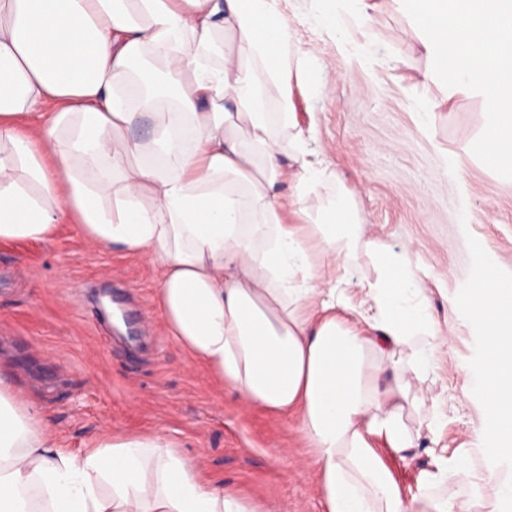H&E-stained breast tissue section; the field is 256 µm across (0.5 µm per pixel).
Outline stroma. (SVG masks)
Masks as SVG:
<instances>
[{
    "label": "stroma",
    "mask_w": 512,
    "mask_h": 512,
    "mask_svg": "<svg viewBox=\"0 0 512 512\" xmlns=\"http://www.w3.org/2000/svg\"><path fill=\"white\" fill-rule=\"evenodd\" d=\"M282 7L331 88L323 96L294 83L287 93L299 126L315 125V146L336 173L307 207L315 212L349 195L369 235L420 266L439 333L449 339L432 371L411 378L404 410L415 431L425 428L432 400L443 401L436 441L421 439L402 457L376 446L410 498L421 491L435 446L469 450L473 468L487 466L477 452L484 411L471 393L475 334L448 309L470 272L467 236L512 272V180L471 151L485 127L481 98L448 96L424 80L432 61L397 0H381L370 19L348 21L342 33L314 23L318 0ZM426 107L432 114L423 125ZM160 280L157 266L95 249L67 221L45 241H0V377L46 418L62 447L82 450L107 431L160 433L205 481L259 512H322L297 418L268 414L220 387L169 340L156 305ZM100 292L148 313L137 343L117 336L99 309Z\"/></svg>",
    "instance_id": "stroma-1"
}]
</instances>
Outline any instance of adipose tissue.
Segmentation results:
<instances>
[{"label":"adipose tissue","mask_w":512,"mask_h":512,"mask_svg":"<svg viewBox=\"0 0 512 512\" xmlns=\"http://www.w3.org/2000/svg\"><path fill=\"white\" fill-rule=\"evenodd\" d=\"M313 67L280 0H0V240L42 241L68 219L94 248L159 265L170 339L254 406L298 417L324 512H474L406 498L375 449L417 446L410 379L446 339L349 197L316 216L305 205L336 179L285 95ZM158 79L174 111L149 96ZM142 109L145 141L127 135ZM361 249L379 274L353 307L338 283ZM0 512L257 510L165 435L61 447L0 379Z\"/></svg>","instance_id":"adipose-tissue-1"}]
</instances>
